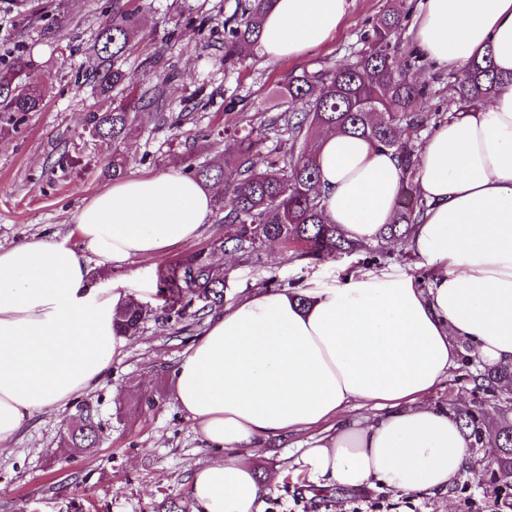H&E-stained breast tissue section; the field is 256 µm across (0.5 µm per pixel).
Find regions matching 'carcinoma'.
<instances>
[{
    "mask_svg": "<svg viewBox=\"0 0 512 512\" xmlns=\"http://www.w3.org/2000/svg\"><path fill=\"white\" fill-rule=\"evenodd\" d=\"M267 4L268 0H242L224 17V69H236L242 46L258 41ZM405 19L401 6H389L364 33V47L354 61L305 70L276 86L272 94L284 109L271 122V128L288 136V151L271 150L265 166L257 167L253 155L264 138L250 130L239 136L236 151L224 155L222 161L187 165L186 174L199 182L224 183V196L215 200V209L219 221L232 227V233L160 270L158 291L164 298L167 318L180 321L200 317L207 308L223 302L224 271L213 261L217 251L253 255L267 241L283 245L299 259L355 254L379 257L374 243L351 240L339 225L324 221V199L313 192L318 163L314 154L300 149L301 139L313 132L338 129L394 152L403 169L402 188L396 201V219L383 226L379 238L401 247L409 243L426 209L414 186L418 167L415 142L432 119L430 113L422 111L432 89L428 82L411 78L410 61L417 60L418 54L409 52L403 61L393 50V39ZM138 28V15L115 4L112 18L101 28L94 45L99 64L92 87L102 99L112 100V106L89 113L86 123L115 147L136 132L135 114L164 97V90L158 87L148 99H115L114 92L132 81L116 62L126 53ZM33 65L31 56L22 52L0 67V117L18 121L41 109L46 93L29 88L26 82ZM504 81L506 78L493 67L491 52L470 61L452 74L457 109L485 102ZM196 298L205 304L192 312ZM145 316L141 305L130 302L116 311L114 325L123 335L134 336ZM473 383L474 391L499 402L501 418L496 429L486 430L483 402L457 407L454 412L473 446L498 449L491 482L494 491L503 496L505 507L512 508V367L489 366L473 377ZM97 438L91 416H81L68 435V445L92 448Z\"/></svg>",
    "mask_w": 512,
    "mask_h": 512,
    "instance_id": "1",
    "label": "carcinoma"
}]
</instances>
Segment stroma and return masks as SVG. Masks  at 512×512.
<instances>
[{"label":"stroma","mask_w":512,"mask_h":512,"mask_svg":"<svg viewBox=\"0 0 512 512\" xmlns=\"http://www.w3.org/2000/svg\"><path fill=\"white\" fill-rule=\"evenodd\" d=\"M113 0H0V58L29 53L30 78L49 82L41 111L0 126V246L36 235L80 242L74 214L84 200L112 185L104 169L111 143L85 128L101 101L86 77L98 65L93 51ZM138 12L142 25L119 67L134 76L129 92L141 96L165 87L162 109L138 112L136 134L121 145L131 175L184 170L187 161L223 159L233 148L235 128L266 129L281 107L274 85L288 75L352 61L360 35L389 0H350L335 37L302 60L268 61L257 46L241 55L237 71H224L225 15L237 0H120ZM66 20L46 33L57 12ZM434 94L428 112L454 110L449 69L419 60L413 67ZM174 246L134 262L133 276L113 271L149 315L109 373L87 394L57 410L29 419L12 445L0 453V512H167L176 500L193 512V468L218 456L250 467L269 492L264 512H498L489 473L462 475L447 494L404 495L375 486L357 491L317 487L299 459L309 440L298 433L255 450L212 448L174 399V372L200 336L205 322L166 320L157 279L162 266L186 254ZM393 271L421 279L428 265L413 252L388 250L382 262L368 255L298 259L276 244L252 257L224 259V306L257 287H306L312 280L344 283L352 273ZM460 363L427 399L451 408L473 405L472 378L483 369L470 346L458 347ZM91 412L100 427L91 451L69 448L68 429Z\"/></svg>","instance_id":"stroma-1"}]
</instances>
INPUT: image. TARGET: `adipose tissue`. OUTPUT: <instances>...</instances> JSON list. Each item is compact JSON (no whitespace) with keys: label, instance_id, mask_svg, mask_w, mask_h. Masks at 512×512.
<instances>
[{"label":"adipose tissue","instance_id":"1","mask_svg":"<svg viewBox=\"0 0 512 512\" xmlns=\"http://www.w3.org/2000/svg\"><path fill=\"white\" fill-rule=\"evenodd\" d=\"M348 0H271L258 49L300 58L333 37ZM422 56L463 68L484 51L508 75L490 102L449 113L418 153L427 209L410 247L432 264L428 288L360 272L301 292L256 288L210 318L175 372V398L216 448L310 432L302 461L319 487L378 481L404 494L447 491L469 463L450 408L425 403L468 341L512 365V0H423ZM327 223L375 240L393 223L402 170L393 152L339 131L314 145ZM214 194L178 171L114 182L74 216L80 248L44 235L0 247V451L33 415L93 390L128 337L113 270L193 243ZM361 417L346 421L347 411ZM194 512H263L268 490L219 457L195 468Z\"/></svg>","mask_w":512,"mask_h":512}]
</instances>
